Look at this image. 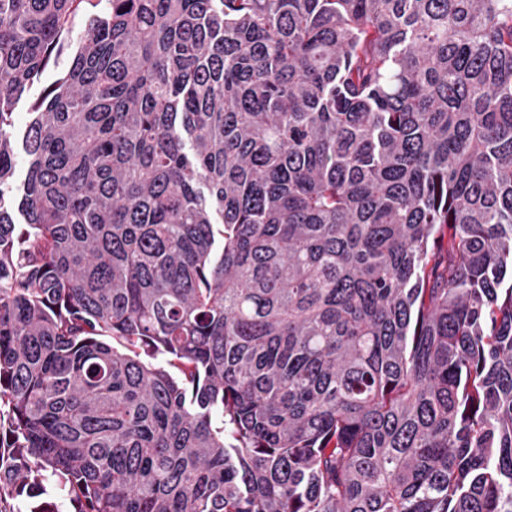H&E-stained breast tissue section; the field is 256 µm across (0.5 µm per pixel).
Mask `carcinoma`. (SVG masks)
<instances>
[{
  "label": "carcinoma",
  "mask_w": 512,
  "mask_h": 512,
  "mask_svg": "<svg viewBox=\"0 0 512 512\" xmlns=\"http://www.w3.org/2000/svg\"><path fill=\"white\" fill-rule=\"evenodd\" d=\"M49 487L512 512V0H0V512ZM69 63V49H64L57 57L51 60L46 70L42 73L40 81L33 86L29 97L19 103L14 111V132L16 134H21L25 129L30 119V115L28 114V112H31L30 105L37 99L41 90L65 73L69 67Z\"/></svg>",
  "instance_id": "cac0c4a2"
}]
</instances>
